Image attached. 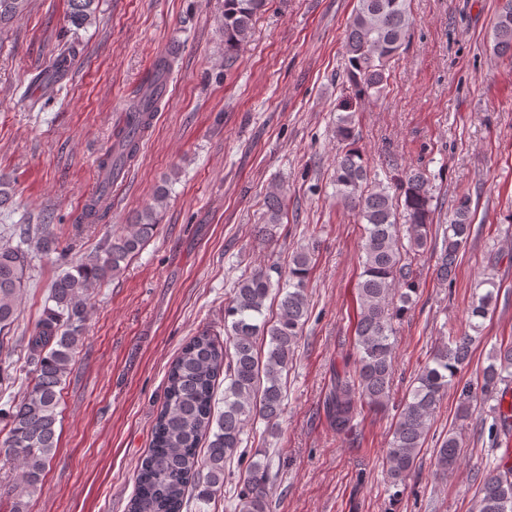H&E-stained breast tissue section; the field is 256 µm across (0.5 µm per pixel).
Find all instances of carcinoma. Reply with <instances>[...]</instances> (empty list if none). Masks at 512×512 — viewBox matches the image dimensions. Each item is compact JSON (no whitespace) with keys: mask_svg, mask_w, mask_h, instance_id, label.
<instances>
[{"mask_svg":"<svg viewBox=\"0 0 512 512\" xmlns=\"http://www.w3.org/2000/svg\"><path fill=\"white\" fill-rule=\"evenodd\" d=\"M267 0H224V60L234 59L251 36L253 19L265 10ZM27 0H0V27L22 15ZM98 0H68L71 26L81 29L96 21ZM412 25L408 0H356L347 24L343 60L354 103L336 119V154L333 185L336 200L354 211L365 225L359 256L361 273L356 284L358 304L354 326L355 370L338 371L325 400L330 429L348 437L364 406L383 409L391 399L395 331L389 302L402 304L416 290L414 267L427 258L432 242L433 189L425 170L406 168L396 176L398 191L370 177L367 164L355 148L358 132L350 114L353 104L381 93L388 81L390 62L404 45ZM493 51L512 57V0H501L492 27ZM172 60L156 61L145 88L138 94L125 120L113 131L112 146L100 161L119 175L140 151L152 114L166 93ZM72 224L74 232L100 223L107 211L99 189ZM285 185L269 192L260 232L283 223ZM167 191L156 190L153 203L127 230L107 238L92 256L62 271L51 284L42 318L29 331L27 348L33 382L22 399L0 414L8 419L7 437L0 442V457L18 469L11 484H0V499L9 512H29L31 497L42 489L47 467L58 449L60 391L71 372L73 355L82 340L87 319L88 292L97 283L117 277L128 260L145 246L156 230ZM406 224L408 245H403L401 224ZM20 244L0 248V330L16 319L30 268L31 242L44 257L64 260L72 246L61 245L53 225L39 224L31 236L28 224L15 228ZM473 232L470 197L459 195L452 205L448 227L436 252L434 272L441 282L455 275L459 254ZM314 250L301 247L288 267L271 260L238 283L224 306V336L209 329L191 337L166 374L164 400L158 412L147 454L134 473L135 493L128 512H182L186 491L198 489L205 502L224 488V467L242 445L244 428L262 420L275 431L283 413V379L308 317V288ZM469 311V330L449 329L417 372L416 386L400 403L385 449L386 473L399 485L415 472L432 421L458 376L470 362L476 343L483 339L484 321L496 307L497 284L488 274L479 282ZM277 298V311L266 317L267 301ZM224 377V409L216 410L215 384ZM512 343L492 348L482 369L480 384L464 386L457 416L472 417L477 404L489 408L492 428L512 432ZM205 452H200L201 442ZM461 438L450 432L436 448L434 467L446 472L454 467ZM272 457L257 452L249 460L235 505L237 512H270L273 487L278 481ZM476 512H512V466L500 462L482 472Z\"/></svg>","mask_w":512,"mask_h":512,"instance_id":"1","label":"carcinoma"}]
</instances>
